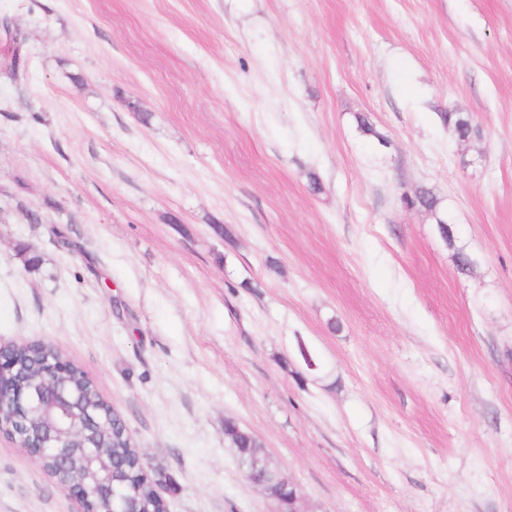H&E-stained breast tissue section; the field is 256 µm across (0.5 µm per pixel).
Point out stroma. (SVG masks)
<instances>
[{
  "label": "stroma",
  "instance_id": "stroma-1",
  "mask_svg": "<svg viewBox=\"0 0 512 512\" xmlns=\"http://www.w3.org/2000/svg\"><path fill=\"white\" fill-rule=\"evenodd\" d=\"M3 18L0 343L93 380L168 512H275L228 419L303 512H512V0ZM78 508L0 435V512ZM224 436L238 449L243 465L246 467L254 464L260 467L264 466V446L257 436L242 430L231 420L224 422Z\"/></svg>",
  "mask_w": 512,
  "mask_h": 512
}]
</instances>
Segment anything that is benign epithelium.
<instances>
[{"label": "benign epithelium", "instance_id": "7a95c632", "mask_svg": "<svg viewBox=\"0 0 512 512\" xmlns=\"http://www.w3.org/2000/svg\"><path fill=\"white\" fill-rule=\"evenodd\" d=\"M83 372L60 358L31 363L29 344H0V399L12 407L0 432L19 442L36 462L50 461L56 481L79 498L78 512H148L133 468L115 463L106 451L110 429L101 410L85 401ZM40 429L26 427L30 418Z\"/></svg>", "mask_w": 512, "mask_h": 512}]
</instances>
